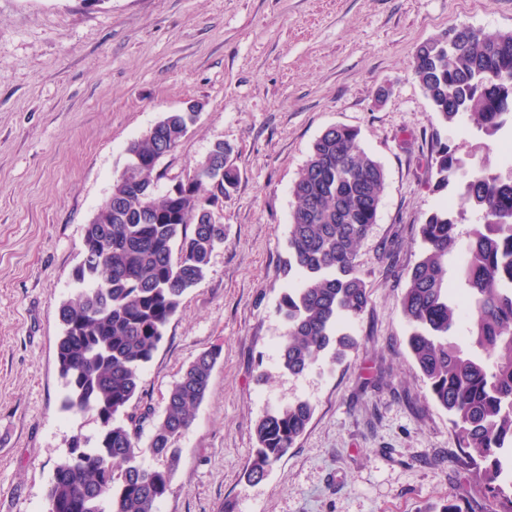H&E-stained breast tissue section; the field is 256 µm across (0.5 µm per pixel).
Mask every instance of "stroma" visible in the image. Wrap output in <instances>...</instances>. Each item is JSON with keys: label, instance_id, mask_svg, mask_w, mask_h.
I'll list each match as a JSON object with an SVG mask.
<instances>
[{"label": "stroma", "instance_id": "stroma-1", "mask_svg": "<svg viewBox=\"0 0 512 512\" xmlns=\"http://www.w3.org/2000/svg\"><path fill=\"white\" fill-rule=\"evenodd\" d=\"M462 23L512 31V0H0V512H46L55 462L97 432L63 408L58 308L127 145L193 103L157 193L219 141L239 183L223 244L142 375L136 409L159 414L182 370L222 349L160 512H440L456 489L482 501L473 476L429 463L454 436L404 348L400 307L440 198L437 143L501 163L498 140L432 116L410 72L419 44ZM333 125L357 129L385 169L357 257L369 303L343 363L294 376L277 350L291 188ZM298 400L314 408L306 432L247 481L256 421Z\"/></svg>", "mask_w": 512, "mask_h": 512}]
</instances>
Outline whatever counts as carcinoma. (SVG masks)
<instances>
[{
    "instance_id": "carcinoma-1",
    "label": "carcinoma",
    "mask_w": 512,
    "mask_h": 512,
    "mask_svg": "<svg viewBox=\"0 0 512 512\" xmlns=\"http://www.w3.org/2000/svg\"><path fill=\"white\" fill-rule=\"evenodd\" d=\"M411 72L432 114L445 125L466 116L477 134L512 133V31L455 25L417 46ZM192 112H168L131 141L139 168L116 177L110 199L85 227L76 282L59 307L57 362L67 393L63 407L92 415L95 438L76 435L56 462L47 512H159L178 458L177 439L203 402L221 349L202 352L171 387L139 461L141 420L129 411L143 370L163 340L183 296L205 277L224 243L211 222L238 184L233 149L219 141L177 181L155 195L152 173L162 149L176 150ZM435 190L448 191L420 225L421 253L410 270L401 310L406 347L431 400L448 412L455 448L448 460L485 489L484 512H512V162H483L469 172L456 151L436 150ZM386 174L363 148L357 130L335 125L313 143L292 186L288 285L278 304L286 323L282 366L299 375L354 348L348 326L369 295L357 268L361 242L376 223ZM475 218L468 242L458 225ZM463 250L459 283L448 257ZM313 410L299 400L264 413L258 448L247 468L259 480L306 431ZM442 512H471L453 491Z\"/></svg>"
}]
</instances>
